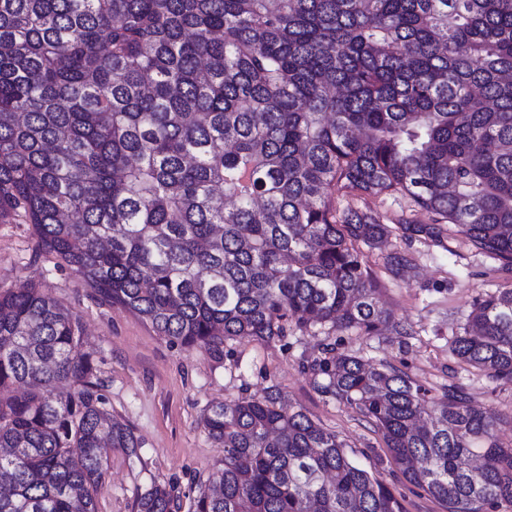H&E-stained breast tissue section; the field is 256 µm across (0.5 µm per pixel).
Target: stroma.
Here are the masks:
<instances>
[{"label": "stroma", "mask_w": 512, "mask_h": 512, "mask_svg": "<svg viewBox=\"0 0 512 512\" xmlns=\"http://www.w3.org/2000/svg\"><path fill=\"white\" fill-rule=\"evenodd\" d=\"M336 205L370 210L389 229L368 261L393 327L375 336L326 326L304 331L292 327L271 342L226 341L219 356L171 344L138 317L100 301L55 255L37 252L33 229L22 217L0 222V290L24 280L40 283L79 317L83 349L97 360L113 413L127 420L141 440L138 456L109 451L98 512H133L136 489L154 481L176 485L182 506H189L224 457L204 428L208 408L258 398L271 388L279 391L285 405L302 409L336 432L350 458L386 484L404 512H446L403 478L369 419L320 391L323 377L313 366L331 347L376 366L390 365L435 395L448 385L461 386L473 406L501 421L499 437L512 443V385L493 382L451 350L473 303L497 289L511 288L512 272L475 252L454 226H445L437 240L405 233L402 222H432L410 198H340ZM394 251L411 258L396 275L384 266L385 255Z\"/></svg>", "instance_id": "35a3bbf8"}]
</instances>
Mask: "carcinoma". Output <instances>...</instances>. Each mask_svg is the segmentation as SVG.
<instances>
[{
	"label": "carcinoma",
	"mask_w": 512,
	"mask_h": 512,
	"mask_svg": "<svg viewBox=\"0 0 512 512\" xmlns=\"http://www.w3.org/2000/svg\"><path fill=\"white\" fill-rule=\"evenodd\" d=\"M382 195L512 271V0H0V221L171 343L388 325L362 251L388 229L336 207ZM82 346L41 287L0 290V512H98L107 449L139 456ZM453 353L512 384V288ZM317 371L448 512L512 505V444L462 387L345 353ZM204 426L224 459L192 512H404L274 390ZM179 500L154 481L133 509Z\"/></svg>",
	"instance_id": "1"
}]
</instances>
